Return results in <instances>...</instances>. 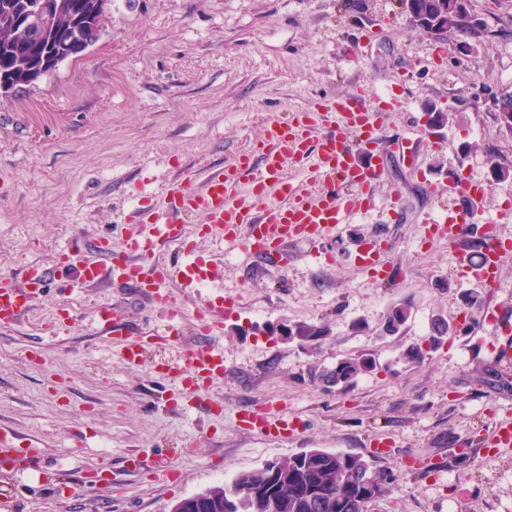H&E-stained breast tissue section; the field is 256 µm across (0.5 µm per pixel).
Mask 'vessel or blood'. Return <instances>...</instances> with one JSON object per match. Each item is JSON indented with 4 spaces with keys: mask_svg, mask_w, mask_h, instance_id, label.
Instances as JSON below:
<instances>
[{
    "mask_svg": "<svg viewBox=\"0 0 512 512\" xmlns=\"http://www.w3.org/2000/svg\"><path fill=\"white\" fill-rule=\"evenodd\" d=\"M398 105L397 99L369 101L365 87L340 96H324L294 111L290 118L271 117L266 137L254 150L238 153L223 167L183 169L179 180L161 195L143 196L120 250L108 243L98 246L100 257L81 264L80 284L97 286L102 280L149 294L157 303L170 304L169 285L192 293L213 278L207 261L197 253L175 212L202 217L208 234L239 243L242 251L266 265H281L287 246L304 241L322 244L334 237L348 220L365 211L369 190L378 183L382 163L377 154L383 120ZM297 168L291 176L289 168ZM469 226L464 214L454 223L437 225L439 235L453 239L457 267L465 278L496 287L503 243L488 236L480 249L481 267L469 262ZM178 247L181 258L167 262L163 254ZM385 243L374 239L356 250L358 262L386 278ZM48 270L29 266L22 281L0 277V326L18 324L41 298ZM223 304L206 302L197 310L205 334L187 349L183 361L168 372L178 393L196 402L200 391L224 375V350L214 344L216 321ZM102 335L121 340L120 355L130 364L143 362L147 351L161 344L177 345L175 324L162 331H145L127 339L124 321L111 310L100 318ZM251 430L269 437L294 431L293 420L279 410L260 407L246 415ZM11 431H0V471L24 472L39 466L43 454L36 445L16 447Z\"/></svg>",
    "mask_w": 512,
    "mask_h": 512,
    "instance_id": "vessel-or-blood-1",
    "label": "vessel or blood"
}]
</instances>
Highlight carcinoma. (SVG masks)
I'll return each mask as SVG.
<instances>
[{"instance_id": "1", "label": "carcinoma", "mask_w": 512, "mask_h": 512, "mask_svg": "<svg viewBox=\"0 0 512 512\" xmlns=\"http://www.w3.org/2000/svg\"><path fill=\"white\" fill-rule=\"evenodd\" d=\"M469 0H401L411 4L416 17L409 20L412 29L435 39H455L479 43L484 26H475V16L468 9ZM54 47L51 30L39 37L26 35L19 29L0 26V83L12 89L31 84L25 72ZM87 50L79 26L71 29L70 41L62 59L76 57ZM502 129L512 133V93L503 97L497 111ZM412 305L401 301L386 311L376 336L385 339L399 335L411 317ZM459 332L457 326L441 314L431 316L425 345L404 349L400 359L418 363L426 353L435 350L445 338ZM324 325H300L288 328L286 340L303 348L314 349L327 335ZM376 369L375 361L361 356L340 359L331 368L322 370L318 379L330 389H343L359 377ZM399 475L376 471L360 455L312 448L282 460L237 474L231 483L207 489L208 495L190 505L192 512H226L224 503L235 497L238 512H257L254 494L267 495L269 507L263 512H367L373 499L390 490Z\"/></svg>"}]
</instances>
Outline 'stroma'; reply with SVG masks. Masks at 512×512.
Segmentation results:
<instances>
[{
	"label": "stroma",
	"instance_id": "obj_1",
	"mask_svg": "<svg viewBox=\"0 0 512 512\" xmlns=\"http://www.w3.org/2000/svg\"><path fill=\"white\" fill-rule=\"evenodd\" d=\"M481 43L458 52L413 30L400 0H111L101 39L80 56L14 93H0V272L22 279L34 263L50 271L44 296L23 321L0 327V427L19 445L37 440L41 469L0 475V512H170L179 500L231 482L240 472L310 448L356 453L399 475L368 512H512V446L479 448L512 423V252L495 288L465 281L447 238H429L432 220L459 209L457 175L488 184L480 220L512 241V178L489 183L490 162L512 167V135L488 98L512 92V0H470ZM367 85L400 99L382 132L385 181L369 210L328 241L289 250L282 268L262 266L237 246L198 237L217 276L203 297L171 288L184 345L195 339L203 298L232 300L215 337L226 372L205 392L220 414L191 407L157 364L182 347L157 348L126 364L97 332L101 309L131 332L160 328L168 307L105 284L84 288L78 262L95 242L120 248L124 221L141 192L162 193L180 168L221 166L261 138L271 112L287 117L315 97ZM457 122L431 127L432 109ZM420 127L415 161L388 155L391 137ZM443 141L442 148L430 145ZM398 192V217L385 196ZM386 237L392 274L373 281L357 245ZM79 243L78 261L58 251ZM494 309L481 344L450 336L423 363L399 354L423 344L432 314L461 322V294ZM413 304L403 335L375 334L387 308ZM324 324L316 350L270 335V328ZM364 355L376 369L339 392L317 373ZM276 406L298 421L294 433L264 438L241 410ZM390 446L373 448L375 439ZM146 459L174 469L168 482L135 469ZM66 462L73 493L59 496L51 472ZM103 467L91 490L83 473Z\"/></svg>",
	"mask_w": 512,
	"mask_h": 512
}]
</instances>
